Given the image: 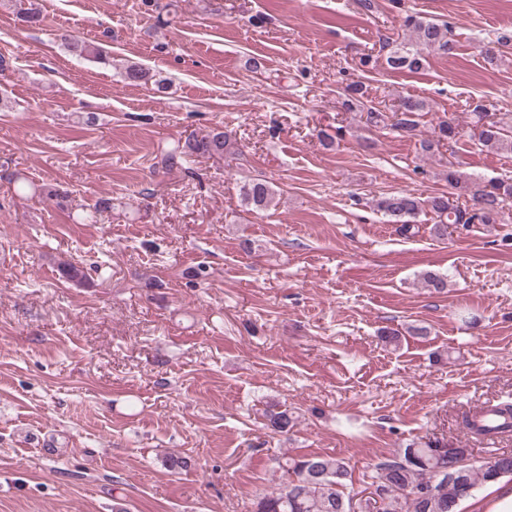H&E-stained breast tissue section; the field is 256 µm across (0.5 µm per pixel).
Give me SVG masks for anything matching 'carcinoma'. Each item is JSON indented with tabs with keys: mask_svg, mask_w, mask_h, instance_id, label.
<instances>
[{
	"mask_svg": "<svg viewBox=\"0 0 512 512\" xmlns=\"http://www.w3.org/2000/svg\"><path fill=\"white\" fill-rule=\"evenodd\" d=\"M403 26L410 32L404 41L385 40V63L393 71L415 72L426 63L424 52L446 53L452 45V27L447 22H436L417 14L404 17ZM68 51L79 58L106 65L110 55L98 45L73 39L67 42ZM121 76L126 84L140 86L153 82L162 85L151 72L139 64L124 67ZM363 85L353 82L346 86L344 107L357 110L364 106ZM425 101L403 97L397 108L390 112H367V121L373 125L390 127L398 134L413 138L425 115ZM474 128L478 129L477 144L512 153V126L494 117L477 105L473 109ZM463 137V128L454 117L439 123L435 139L420 141L425 153L434 151L442 144L452 145ZM229 146L227 135L212 130L202 137L179 141L161 158L163 170L182 166L193 156L222 157ZM445 178L450 192L426 199L413 191L390 193L372 200L374 209L388 222L399 225L400 232L409 234L415 229L422 213L433 215L432 233L438 238L448 237V227L468 224H498L504 203L512 200V180L491 178L473 179L454 165H448ZM246 205L265 210L275 199L274 184L266 179L255 178L241 187ZM453 196L465 198L459 205L450 202ZM62 276L74 283L88 281L87 269L73 261L60 267ZM499 414L498 425L488 428L477 423L474 416L464 417L467 430L476 436L494 437L512 433V404L494 406ZM266 427L274 433L286 434L295 426L293 412L278 403H270L264 410ZM470 450L457 448H432L407 446L392 457L374 466L371 496L359 500V512H373L374 497L390 495L385 512H460L461 505L472 499L480 488L508 479L512 480V454L503 455L498 467L475 463ZM282 482L277 490L259 498L254 512H354V497L345 493L349 471L346 463L337 458L309 454L298 459L288 458L279 464Z\"/></svg>",
	"mask_w": 512,
	"mask_h": 512,
	"instance_id": "carcinoma-1",
	"label": "carcinoma"
}]
</instances>
